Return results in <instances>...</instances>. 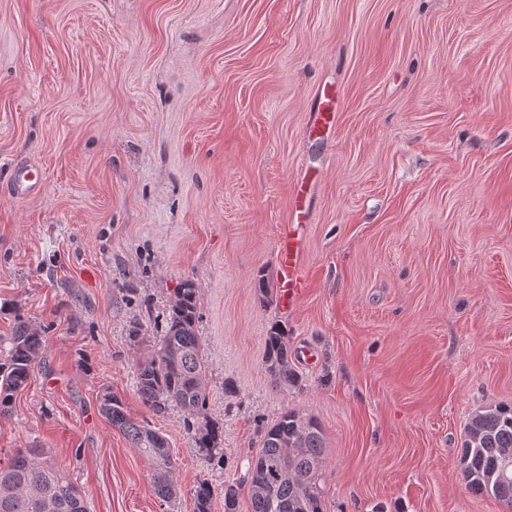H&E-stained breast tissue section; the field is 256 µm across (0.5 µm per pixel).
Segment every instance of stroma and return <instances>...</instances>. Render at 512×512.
<instances>
[{"label":"stroma","instance_id":"1","mask_svg":"<svg viewBox=\"0 0 512 512\" xmlns=\"http://www.w3.org/2000/svg\"><path fill=\"white\" fill-rule=\"evenodd\" d=\"M328 82L336 125L311 140ZM30 160L45 188L19 201L9 169ZM307 165L290 311L255 282L278 288ZM186 279L220 460L136 388ZM18 314L48 343L0 416V465L39 449L90 512H194L203 480L224 512L287 409L321 425L324 512H505L458 448L475 410L512 405V0H0V335ZM275 322L287 388L264 365ZM105 390L167 438L176 498ZM316 174L308 168L293 186V208L289 224H284L278 240V274L280 300L288 308L303 296L306 281L302 263L304 226H306ZM265 369L277 387H288L298 381L288 355V336L278 324H273L265 336Z\"/></svg>","mask_w":512,"mask_h":512}]
</instances>
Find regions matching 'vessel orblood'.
Listing matches in <instances>:
<instances>
[{
	"label": "vessel or blood",
	"mask_w": 512,
	"mask_h": 512,
	"mask_svg": "<svg viewBox=\"0 0 512 512\" xmlns=\"http://www.w3.org/2000/svg\"><path fill=\"white\" fill-rule=\"evenodd\" d=\"M337 95L334 86H323L315 105L308 136H327L336 124ZM316 176L303 171L293 186V208L288 224L283 225L278 240V274L280 300L283 305L294 306L303 296L306 281L302 263L304 226L307 221L311 194ZM45 187L43 172L39 166L17 163L11 168L10 192L19 200L40 194Z\"/></svg>",
	"instance_id": "obj_1"
}]
</instances>
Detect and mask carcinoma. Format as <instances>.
<instances>
[{"instance_id": "carcinoma-1", "label": "carcinoma", "mask_w": 512, "mask_h": 512, "mask_svg": "<svg viewBox=\"0 0 512 512\" xmlns=\"http://www.w3.org/2000/svg\"><path fill=\"white\" fill-rule=\"evenodd\" d=\"M196 283L185 280L176 289L166 327L150 354L137 361L136 383L140 398L155 416L173 407L193 417L192 438L199 454L210 459L224 455V423L206 414L203 383L205 364L197 328L201 316ZM45 330L19 315L10 335L0 336V416L12 413L17 395L24 391L43 358ZM265 369L277 387L298 381L288 355V336L274 324L265 336ZM99 408L106 419L157 468L156 494H175L174 460L166 437L145 420L131 419L121 399L105 392ZM247 481L250 512H323L319 472L324 440L318 421L294 409L263 428ZM458 466L466 489L502 503L512 512V406L489 405L473 412L464 426ZM53 499L51 512H89L87 500L67 472L39 457L37 448H18L8 465L0 467V512H45L40 493ZM214 489L202 481L193 490L194 512H212ZM240 488L224 485V512H240Z\"/></svg>"}]
</instances>
